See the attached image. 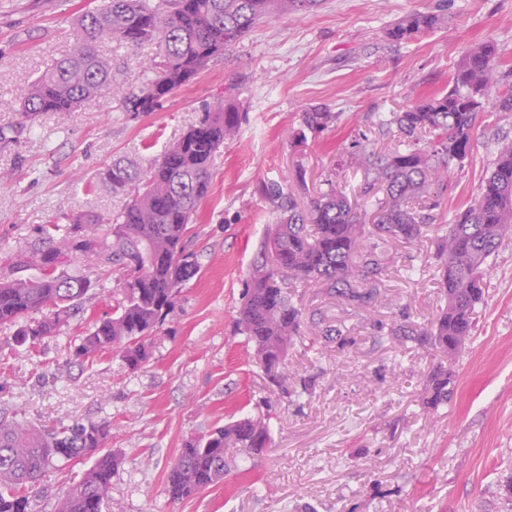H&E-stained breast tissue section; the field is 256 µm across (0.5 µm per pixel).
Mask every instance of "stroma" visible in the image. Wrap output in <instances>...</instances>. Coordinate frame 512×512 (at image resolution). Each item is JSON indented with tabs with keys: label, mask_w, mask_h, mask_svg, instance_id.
Listing matches in <instances>:
<instances>
[{
	"label": "stroma",
	"mask_w": 512,
	"mask_h": 512,
	"mask_svg": "<svg viewBox=\"0 0 512 512\" xmlns=\"http://www.w3.org/2000/svg\"><path fill=\"white\" fill-rule=\"evenodd\" d=\"M90 0H0V127L21 115L16 92L71 50L75 23ZM416 12L440 24L407 41L387 31ZM490 40L499 53L501 88L512 86V0H321L317 8L256 25L194 81L155 111L131 115L111 96L76 111L41 114L10 144L0 143V277L8 258L37 240L40 224L84 215L107 222L128 201L104 177L113 162L147 164L216 102L235 104L245 119L211 169L212 187L189 229L201 270L154 337L152 355L129 369L107 352L74 362L70 348L90 316L112 312V279H101L76 316L35 349L0 329V412L36 425L112 419L106 445L123 459L112 476L106 512H507L500 486L512 475V241H504L486 276V301L456 362L375 341L374 320L419 323L440 305L439 260L431 238L381 239L384 268L375 304L356 310L309 285L306 309L345 324L352 346L306 335L291 350L283 376L298 389L287 399L250 361L235 320L249 264L277 213L262 193L277 182L307 206L325 179L356 197L363 173L354 144L378 118L446 90L472 45ZM112 60L125 91L145 84L155 46L120 39L97 45ZM339 113L337 125L297 143L300 115ZM468 157L455 169L439 210L451 221L489 175L497 142L512 139V112L487 104ZM458 376L453 401L437 412L421 405L424 381L437 365ZM269 419L270 447L259 461L239 456L223 484L170 503L167 473L186 442L245 414ZM90 460L56 462L32 502L56 512Z\"/></svg>",
	"instance_id": "stroma-1"
}]
</instances>
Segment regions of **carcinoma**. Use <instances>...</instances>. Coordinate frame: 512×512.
Here are the masks:
<instances>
[{"mask_svg":"<svg viewBox=\"0 0 512 512\" xmlns=\"http://www.w3.org/2000/svg\"><path fill=\"white\" fill-rule=\"evenodd\" d=\"M318 0H104L78 19L75 43L61 60L40 74L21 93L19 112L34 121L44 112L64 114L97 95L109 94L126 112H153L160 101L191 83L212 59L224 55L265 18L315 7ZM438 16L414 13L388 29L395 41L433 30ZM116 37L130 47L155 43L158 54L152 77L137 93L112 84V61L95 52V44ZM498 49L492 42L469 48L446 92L428 96L375 123L385 147L362 145L359 164L364 175L361 197L376 206L374 232L406 242L426 236L435 225L443 305L431 321L408 319L398 324L377 321L374 339L395 337L403 345L455 356L470 337L476 307L485 297L489 258L512 238V140L498 148L493 169L472 204L452 223L436 224L434 211L448 191L453 164L471 150L486 101L497 92L498 110L512 112V86L496 91ZM339 113L313 109L301 125L313 133L334 126ZM243 115L231 103L201 113L197 122L160 157L143 168L115 163L105 180L112 191L130 201L110 229L112 242L92 236L87 224L50 221L40 225L38 246L12 259L16 270L34 266L35 277L0 278V327H17L16 343L32 349L79 310L92 281L75 257L94 256L112 270V315L96 318L78 343L72 359L86 361L117 352L131 370L148 361L155 332L176 308L186 284L200 271L187 241L190 224L211 189V164L225 141L239 132ZM430 185L435 199L423 200ZM277 212L275 229L261 242L250 265L239 310L238 331L254 348L257 364L278 385L288 351L303 343L301 331L344 349L353 343L348 328L327 325L305 311L292 284L315 283L323 292L356 309H368L377 298L384 269L375 262L374 247L365 243L359 217L333 180L299 208L293 194L277 183L263 186ZM42 317L37 318L35 314ZM431 411L455 396L452 372L438 366L425 385ZM112 420L101 418L51 428L0 416V512H31L32 493L49 466L93 459L82 478L57 504V512H104L112 475L121 458L105 447ZM268 425L260 417H243L188 442L168 471L166 492L179 503L224 482L234 460L224 454L237 448L253 457L265 455Z\"/></svg>","mask_w":512,"mask_h":512,"instance_id":"cac0c4a2","label":"carcinoma"}]
</instances>
